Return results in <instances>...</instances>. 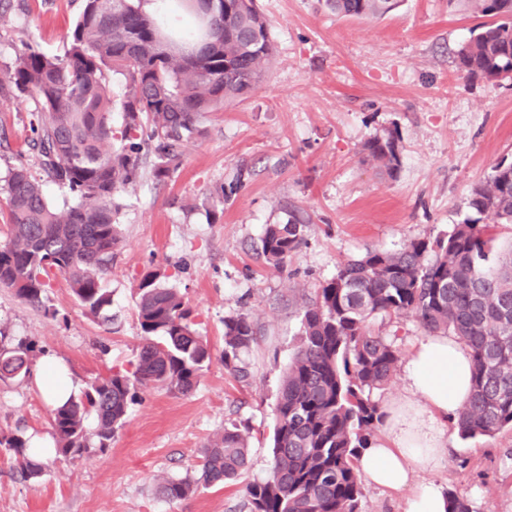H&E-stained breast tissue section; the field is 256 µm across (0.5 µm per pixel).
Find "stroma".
Wrapping results in <instances>:
<instances>
[{"label": "stroma", "mask_w": 512, "mask_h": 512, "mask_svg": "<svg viewBox=\"0 0 512 512\" xmlns=\"http://www.w3.org/2000/svg\"><path fill=\"white\" fill-rule=\"evenodd\" d=\"M82 0H10L0 7V72L27 47L64 51ZM270 24L274 58L243 100L207 113L205 134L185 148L170 176L144 166L140 184L117 195L122 243L104 277L112 320L85 314L63 276L49 310L0 289V327L34 341L69 367L79 384L125 371L142 344L137 289L158 270L192 309L214 358L187 395L147 386L105 452L50 456L43 476L21 481L0 454V512H243L247 485L270 465L274 409L299 345L305 299L338 267L369 249L397 251L448 233L469 214L467 199L501 158L512 159V81L470 78L456 51L484 18L465 0H402L377 18H340L321 0H256ZM34 101L0 102V176L37 169L29 143ZM396 131L401 167L389 177L362 151ZM304 242L281 267L260 247L265 228L290 212ZM250 315L256 340L243 359L249 376L220 359L224 320ZM50 407L36 381L0 382V430L50 433ZM248 424L250 470L230 487L166 501L159 476L182 477L230 422ZM435 476L467 497L474 512H512V430L461 440Z\"/></svg>", "instance_id": "35a3bbf8"}]
</instances>
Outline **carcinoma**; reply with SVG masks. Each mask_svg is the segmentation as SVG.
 Instances as JSON below:
<instances>
[{"label":"carcinoma","instance_id":"1","mask_svg":"<svg viewBox=\"0 0 512 512\" xmlns=\"http://www.w3.org/2000/svg\"><path fill=\"white\" fill-rule=\"evenodd\" d=\"M142 0H84L61 55L32 47L17 54L0 78V98L27 95L31 149L46 179L21 164L0 179L9 240L0 245V288L22 303L50 311L51 275H62L85 313L110 320L112 293L103 275L121 243L114 196L141 178L144 151L165 179L201 119L249 94L265 77L273 44L254 0H174L193 24L174 38L147 14ZM492 18L456 52L470 77L512 79V0H469ZM401 0H324L343 17H381ZM124 77V127L115 134L112 74ZM367 160L394 177L401 147L393 132L363 145ZM66 190L70 203L54 207L45 181ZM471 216L448 235L410 242L397 251L371 249L342 264L304 302L300 343L275 406L272 461L246 487L247 512H361L362 481L355 467L382 424L376 390L392 385L400 350L375 328L407 316L427 334L464 344L472 357L471 391L453 428L463 440L512 429V249L489 266L494 230L512 224V161L500 159L468 199ZM304 224L290 215L261 239L266 261L282 266L304 242ZM157 271L139 284L136 316L142 345L133 370L95 378L79 395L50 411L56 454L65 459L104 452L126 424L129 405L148 385L188 394L212 361L208 341L193 328L180 292ZM255 339L251 317L224 319V369L244 379L243 353ZM44 351L0 328V380L32 377ZM29 437L0 432V451L15 457L22 480H37L44 465L26 457ZM244 431L224 427L202 451L194 475L163 478L158 497H188L199 487L230 486L248 469Z\"/></svg>","mask_w":512,"mask_h":512}]
</instances>
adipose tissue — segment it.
Masks as SVG:
<instances>
[{
    "instance_id": "1",
    "label": "adipose tissue",
    "mask_w": 512,
    "mask_h": 512,
    "mask_svg": "<svg viewBox=\"0 0 512 512\" xmlns=\"http://www.w3.org/2000/svg\"><path fill=\"white\" fill-rule=\"evenodd\" d=\"M472 362L457 339L441 334L418 339L401 370L403 396L383 405L382 435L357 461L373 485L411 489L405 512H447L448 495L435 477L448 442V425L471 389ZM35 379L55 405L78 384L54 358H44Z\"/></svg>"
}]
</instances>
